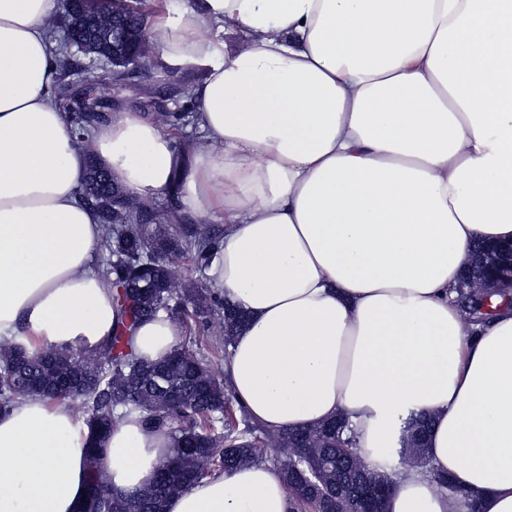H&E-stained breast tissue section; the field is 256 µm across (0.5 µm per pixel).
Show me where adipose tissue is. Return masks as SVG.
Instances as JSON below:
<instances>
[{
	"label": "adipose tissue",
	"instance_id": "ef3b65f1",
	"mask_svg": "<svg viewBox=\"0 0 512 512\" xmlns=\"http://www.w3.org/2000/svg\"><path fill=\"white\" fill-rule=\"evenodd\" d=\"M60 8L0 0V341L91 352L115 329L103 227L80 201L95 156L131 197L223 218L208 275L246 316L224 376L250 417L279 431L343 416L369 449L428 413L429 465L395 479L388 512H512V310L476 323L457 292L476 243L512 241V0H194L163 17L158 65L194 74L202 150L132 111L77 148L48 93ZM182 334L158 313L135 352L163 359ZM99 445L127 499L172 439L131 412ZM89 448L67 401L18 398L0 413V512H80ZM289 508L256 462L165 512Z\"/></svg>",
	"mask_w": 512,
	"mask_h": 512
}]
</instances>
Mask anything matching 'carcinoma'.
I'll use <instances>...</instances> for the list:
<instances>
[{
  "instance_id": "carcinoma-1",
  "label": "carcinoma",
  "mask_w": 512,
  "mask_h": 512,
  "mask_svg": "<svg viewBox=\"0 0 512 512\" xmlns=\"http://www.w3.org/2000/svg\"><path fill=\"white\" fill-rule=\"evenodd\" d=\"M165 11L164 0H75L71 10L50 23V29H74L81 54L92 57L119 44L113 35L112 18L124 16L145 22ZM74 75L71 53L60 52L50 96L60 111L71 114L73 132L82 144L111 105L97 97L92 84L72 91ZM101 78L118 89L134 81V76L114 73L109 67L102 70ZM82 201L101 218L99 250L106 257L102 272L115 290L122 324L104 345L84 354L85 362L75 372L68 350L30 353L10 344L0 346V411L19 397L58 398L57 385L64 373L71 371L76 379L74 396L87 408L92 437L109 433L120 410L139 411L144 414L146 428L167 430L173 441L169 460L153 485L129 500L108 495L97 466L100 449L90 448L87 495L97 497L95 505L102 512H165L169 497L210 474L203 466L213 455L220 457L218 470L223 472L267 460L290 490L289 512H353L352 462L365 453L347 435L345 418L278 432L263 426L238 430V401L192 351L177 346L158 362L142 360L133 353V332L138 324L164 311L187 330L193 322L205 325L220 314V348L229 355L244 322L243 314L224 303L211 288L194 281L178 292L170 279L172 262L178 259H189L199 271H205L220 245L224 225L176 224L174 210L160 216L129 197L94 160L88 165ZM495 310L492 299H470V315L475 322ZM220 419L224 420L222 435L214 429ZM429 425V419L413 412L400 419L396 452L414 467L427 465ZM271 445L277 454L268 456L266 449ZM338 456L343 458L339 469ZM389 456L390 449H378L366 464L367 475L390 484L394 468ZM300 468L316 475L318 491L309 492L299 485L296 474Z\"/></svg>"
}]
</instances>
